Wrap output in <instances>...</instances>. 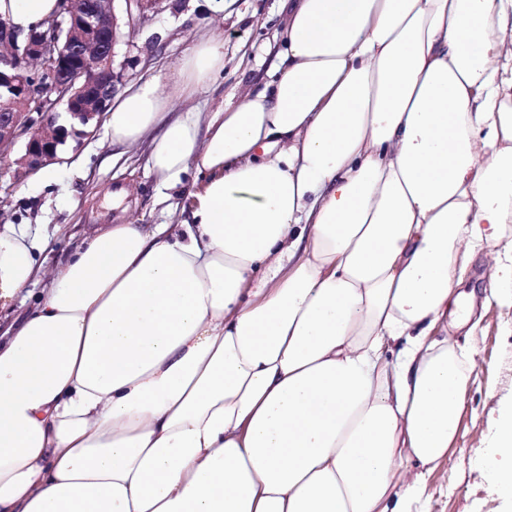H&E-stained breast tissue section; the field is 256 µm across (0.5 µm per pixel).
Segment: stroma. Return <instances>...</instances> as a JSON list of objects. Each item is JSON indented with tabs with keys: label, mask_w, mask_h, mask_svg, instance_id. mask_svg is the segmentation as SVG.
I'll use <instances>...</instances> for the list:
<instances>
[{
	"label": "stroma",
	"mask_w": 512,
	"mask_h": 512,
	"mask_svg": "<svg viewBox=\"0 0 512 512\" xmlns=\"http://www.w3.org/2000/svg\"><path fill=\"white\" fill-rule=\"evenodd\" d=\"M119 18L115 67L123 95L158 79L180 112H217L235 105L269 79L283 47L288 8L283 0H158L143 14L128 15L114 0ZM202 38L224 44V68L208 89L182 97L174 82L186 52ZM149 145H112L104 123L92 125L80 142H67L51 163L52 177L0 163V225H26L35 237L39 262H65L93 225L114 218L136 224H178L189 207L193 176L173 189L158 188L149 171ZM127 190L113 203L112 187ZM496 251L474 257L460 284L475 294V326L449 328V340L473 349L476 367L461 415L455 451L426 475V512H499L500 501L479 466L502 401L512 398V297L488 298Z\"/></svg>",
	"instance_id": "stroma-1"
}]
</instances>
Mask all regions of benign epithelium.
Wrapping results in <instances>:
<instances>
[{"instance_id":"7a95c632","label":"benign epithelium","mask_w":512,"mask_h":512,"mask_svg":"<svg viewBox=\"0 0 512 512\" xmlns=\"http://www.w3.org/2000/svg\"><path fill=\"white\" fill-rule=\"evenodd\" d=\"M88 2L62 0L48 24L53 38L23 35L0 17V159L20 144L15 163L28 173L57 160L68 138L87 135L112 101L118 18L112 0ZM63 105L79 126L57 124Z\"/></svg>"}]
</instances>
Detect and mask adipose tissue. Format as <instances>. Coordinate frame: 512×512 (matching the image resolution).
<instances>
[{
  "instance_id": "obj_1",
  "label": "adipose tissue",
  "mask_w": 512,
  "mask_h": 512,
  "mask_svg": "<svg viewBox=\"0 0 512 512\" xmlns=\"http://www.w3.org/2000/svg\"><path fill=\"white\" fill-rule=\"evenodd\" d=\"M56 0H0L26 31ZM224 67L198 42L176 84ZM179 224H109L50 270L0 226V512H423L474 371L433 339L474 256L512 288V0H293L235 106L147 80L107 112ZM486 467L512 507V400ZM43 280L31 284L28 288L32 289V296L23 290L21 295L13 302L12 306L6 310L0 312V334L2 335L3 329H5L14 319L17 317H23L32 309L35 305L36 300L40 294L41 288H43ZM0 335V336H1Z\"/></svg>"
}]
</instances>
